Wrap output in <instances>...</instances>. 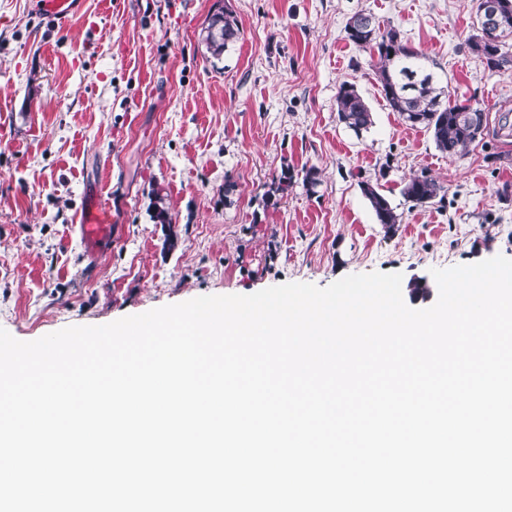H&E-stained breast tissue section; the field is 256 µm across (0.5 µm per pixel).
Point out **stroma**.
Wrapping results in <instances>:
<instances>
[{"label": "stroma", "instance_id": "stroma-1", "mask_svg": "<svg viewBox=\"0 0 512 512\" xmlns=\"http://www.w3.org/2000/svg\"><path fill=\"white\" fill-rule=\"evenodd\" d=\"M214 2L85 0L64 28L0 0L1 328L29 342L202 295L512 259V72L467 45L477 0H225L242 37L217 63L202 42ZM359 12L426 54L451 101L486 110L482 141L450 157L391 112L375 57L344 37ZM345 81L372 111L360 136L338 119ZM423 174L442 191L417 206L401 190ZM92 191L112 219L94 258L75 229ZM361 190L368 200L378 224H384L388 231H392L400 222V216L392 207L389 199L380 191L378 186L363 182Z\"/></svg>", "mask_w": 512, "mask_h": 512}]
</instances>
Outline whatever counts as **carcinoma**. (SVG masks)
<instances>
[{
  "instance_id": "carcinoma-1",
  "label": "carcinoma",
  "mask_w": 512,
  "mask_h": 512,
  "mask_svg": "<svg viewBox=\"0 0 512 512\" xmlns=\"http://www.w3.org/2000/svg\"><path fill=\"white\" fill-rule=\"evenodd\" d=\"M213 8L204 28V42L211 57L219 60L239 40L241 29L232 10L218 2ZM345 39L361 50L376 53V75L387 106L405 125L430 132L439 151L454 157L483 138L488 128L485 109L478 107L470 112L462 103L451 104L447 92L437 85L433 72L425 64L423 54L407 47L397 29H383L373 14L359 12L346 24ZM468 46L490 69H512V52L506 50V45L500 46L477 31L468 38ZM336 105L339 121L356 135L372 127L371 108L355 84H340ZM361 190L377 223L394 230L400 223V215L389 199L369 182L361 183ZM440 192L441 186L424 175L410 179L403 188L404 197L421 206L433 201Z\"/></svg>"
}]
</instances>
